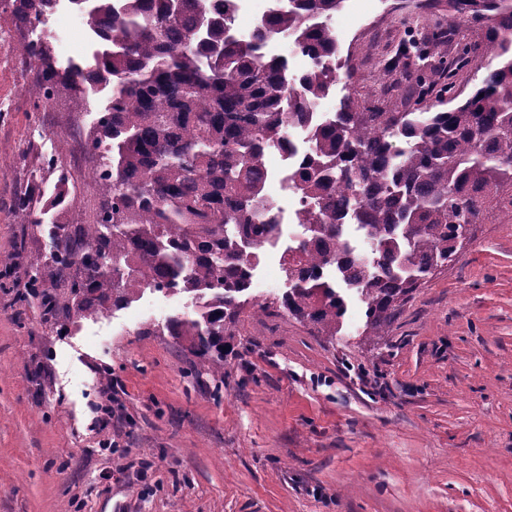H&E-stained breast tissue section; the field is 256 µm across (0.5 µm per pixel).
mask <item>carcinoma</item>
Here are the masks:
<instances>
[{
    "label": "carcinoma",
    "mask_w": 512,
    "mask_h": 512,
    "mask_svg": "<svg viewBox=\"0 0 512 512\" xmlns=\"http://www.w3.org/2000/svg\"><path fill=\"white\" fill-rule=\"evenodd\" d=\"M67 2L88 18L91 55L62 67L41 38L8 51L37 69L28 87L37 104L64 98L79 112L89 94L106 93L87 132L105 185L92 234L58 221L71 173L56 159L48 200L35 180L15 193V211L60 245L14 300L38 304L44 322L63 327L147 289L188 294L195 313L168 318L162 331L189 344L199 370L222 378L259 252L279 234L265 157L306 126L339 78L324 64L336 58V34L315 20H328L343 0H280L245 39L232 30L237 0ZM58 3L0 0V30H35ZM466 24L484 32L482 42L432 65L427 86H408L404 109L352 101L312 130L302 170L288 176L307 203L300 246L281 258L288 291L262 308L277 304L334 337L346 313L339 289H354L366 305L363 334L382 336L394 304L455 259L464 225L496 208L512 219V196L503 195L512 188V0H448L445 25L428 42L444 45ZM280 38L309 52L316 69L288 75L287 60L266 53ZM486 58L499 64L467 97L427 100ZM332 181L346 189L344 200ZM350 224L367 247L354 244ZM330 242L339 252H324L322 265L334 278L303 270L306 245ZM73 267L79 273L57 287Z\"/></svg>",
    "instance_id": "cac0c4a2"
}]
</instances>
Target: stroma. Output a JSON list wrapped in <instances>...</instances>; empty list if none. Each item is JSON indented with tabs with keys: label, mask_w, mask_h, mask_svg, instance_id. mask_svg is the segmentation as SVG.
<instances>
[{
	"label": "stroma",
	"mask_w": 512,
	"mask_h": 512,
	"mask_svg": "<svg viewBox=\"0 0 512 512\" xmlns=\"http://www.w3.org/2000/svg\"><path fill=\"white\" fill-rule=\"evenodd\" d=\"M391 0H344L331 20L351 81L317 102L379 104L383 55L424 38L438 14L402 23ZM59 61L92 50L85 14L49 17ZM31 68L0 46V512H512V222L484 215L454 262L364 335L351 301L335 338L259 303L286 289L262 252L235 323L224 381L191 377L187 344L163 334L184 294L136 301L67 331L11 302L50 242L15 212L31 179L51 191L57 147L75 187L64 223L98 203L90 111L35 105Z\"/></svg>",
	"instance_id": "1"
}]
</instances>
